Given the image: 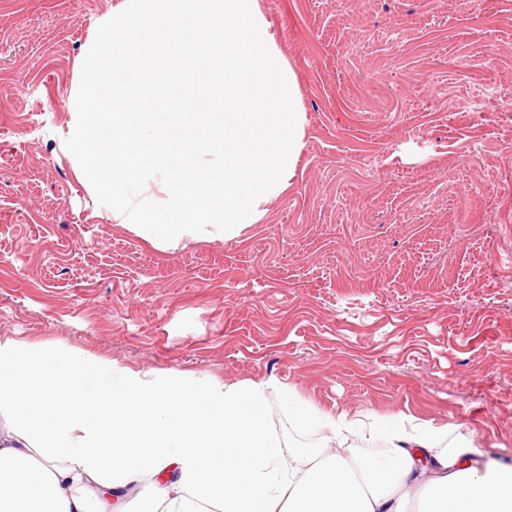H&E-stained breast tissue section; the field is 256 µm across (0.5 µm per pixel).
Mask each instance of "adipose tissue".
<instances>
[{
  "label": "adipose tissue",
  "instance_id": "adipose-tissue-1",
  "mask_svg": "<svg viewBox=\"0 0 512 512\" xmlns=\"http://www.w3.org/2000/svg\"><path fill=\"white\" fill-rule=\"evenodd\" d=\"M275 379L223 382L141 371L67 345L0 337V512H99L113 490L151 477L162 512H406L397 485L423 484V512H512V466L471 462L467 439L396 413L371 423L282 388L297 424L375 456L284 463L265 410Z\"/></svg>",
  "mask_w": 512,
  "mask_h": 512
}]
</instances>
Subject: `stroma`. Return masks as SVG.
Instances as JSON below:
<instances>
[{
  "mask_svg": "<svg viewBox=\"0 0 512 512\" xmlns=\"http://www.w3.org/2000/svg\"><path fill=\"white\" fill-rule=\"evenodd\" d=\"M120 2L0 0V336L274 378L511 465L512 0H259L307 116L295 174L241 237L175 249L65 146ZM267 418L283 450L321 443L281 392Z\"/></svg>",
  "mask_w": 512,
  "mask_h": 512,
  "instance_id": "obj_1",
  "label": "stroma"
}]
</instances>
